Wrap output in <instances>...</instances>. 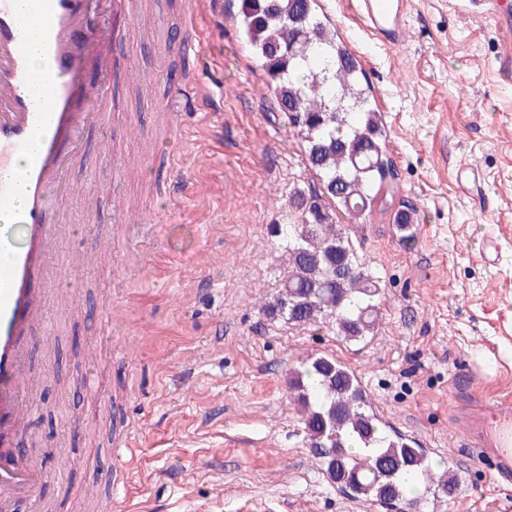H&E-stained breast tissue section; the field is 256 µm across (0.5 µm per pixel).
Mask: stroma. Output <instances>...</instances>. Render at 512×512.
<instances>
[{
	"label": "stroma",
	"mask_w": 512,
	"mask_h": 512,
	"mask_svg": "<svg viewBox=\"0 0 512 512\" xmlns=\"http://www.w3.org/2000/svg\"><path fill=\"white\" fill-rule=\"evenodd\" d=\"M229 2L200 12L194 58L182 50L190 0H134L124 52L148 81L117 89L120 111L90 129L70 173L85 194L62 205L75 227L62 244L67 298L33 349L49 380L19 444L49 477L31 512H98L112 497L116 512H239L254 496L273 512H375L325 480L290 397L289 370L320 353L360 376L394 429L449 458L460 482L437 512H512V481L466 446L456 417L471 361L487 373L484 398L512 396V31L481 0H413L406 41L385 46L344 0H321L367 74L398 173L348 227L382 280L377 334L348 343L265 309L288 273L291 198L318 185ZM185 80L214 89V111L165 113ZM116 153L142 168L117 186L102 176ZM170 174L195 185L174 217ZM116 191L163 225L166 267L146 265L147 232L113 223ZM407 206L419 231L403 236L393 217ZM93 224L111 225L109 247ZM127 416L142 434L119 461L110 443Z\"/></svg>",
	"instance_id": "obj_1"
}]
</instances>
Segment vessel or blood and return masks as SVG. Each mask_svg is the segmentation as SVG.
Here are the masks:
<instances>
[{
  "instance_id": "b4317fda",
  "label": "vessel or blood",
  "mask_w": 512,
  "mask_h": 512,
  "mask_svg": "<svg viewBox=\"0 0 512 512\" xmlns=\"http://www.w3.org/2000/svg\"><path fill=\"white\" fill-rule=\"evenodd\" d=\"M0 0V496L34 499L44 482L39 462L22 459L17 439L35 407L29 390L31 344L46 326L52 259L64 226L51 194L70 197L68 174L80 162L85 133L102 124L107 98L134 79L122 47L129 36L130 0ZM411 0H348L366 33L384 45L401 42ZM40 64L32 66L30 42ZM24 166H17L20 153ZM480 373L469 370L465 416L469 445L488 449L501 476L512 475V400L484 401Z\"/></svg>"
}]
</instances>
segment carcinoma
Listing matches in <instances>:
<instances>
[{"label":"carcinoma","instance_id":"obj_1","mask_svg":"<svg viewBox=\"0 0 512 512\" xmlns=\"http://www.w3.org/2000/svg\"><path fill=\"white\" fill-rule=\"evenodd\" d=\"M318 0H240L238 24L266 85L304 142L320 190L295 197L288 277L269 311L298 326L331 323L347 341L374 335L380 280L355 255L336 212L354 223L394 184L387 134L370 85ZM289 389L326 477L346 496L422 512L458 485L453 466L384 425L357 374L328 355L290 371Z\"/></svg>","mask_w":512,"mask_h":512}]
</instances>
